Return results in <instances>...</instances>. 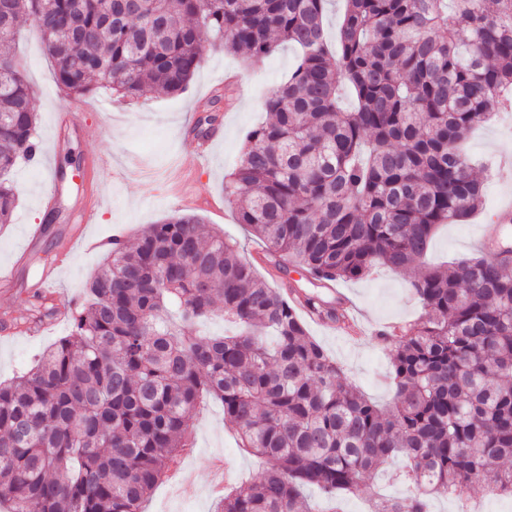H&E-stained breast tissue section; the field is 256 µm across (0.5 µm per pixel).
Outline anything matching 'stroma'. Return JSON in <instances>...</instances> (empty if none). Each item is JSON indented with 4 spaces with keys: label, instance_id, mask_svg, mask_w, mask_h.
I'll list each match as a JSON object with an SVG mask.
<instances>
[{
    "label": "stroma",
    "instance_id": "stroma-1",
    "mask_svg": "<svg viewBox=\"0 0 512 512\" xmlns=\"http://www.w3.org/2000/svg\"><path fill=\"white\" fill-rule=\"evenodd\" d=\"M15 51L34 91L42 151L36 164L18 165L10 174L18 207L12 224L0 230V275L14 276L12 285H0V382L30 368L70 332L65 320L49 325L41 335L12 324L28 316L37 302L35 284L43 268L69 239L86 233L98 240L119 235L130 241L148 225L192 212L204 217L213 232L239 242L246 258L262 256V244L238 224L234 204L224 197V176L238 164L246 133L263 119L265 96L287 76L297 56L293 47L285 46L262 61L247 63L217 47L208 52L185 93H155L129 105L103 87L81 98L63 97L37 31H28ZM227 85L231 98L219 105L224 133L212 143L207 158L199 159L191 139L200 106L215 89ZM76 108L83 111L82 123L59 127L58 113ZM511 119L496 113L470 136L466 150L476 164L489 167L512 158V134L506 129ZM53 174L61 178V191L51 202L47 192ZM507 201L512 202V168L486 182L479 214L437 232L422 266L476 254L483 227ZM37 225L45 231L29 242L27 232ZM103 256L99 248L75 249L59 274L58 298H82ZM411 276L408 270L381 268L367 278L343 283L362 315L361 339L320 323L307 324L309 333L343 366L345 381L381 404L391 401L394 389L388 379V348L377 331L411 323L420 315ZM217 459L227 466L230 488L258 480L264 472L260 459L239 448L235 431L224 422L222 403L208 398L195 422L194 446L178 463L180 471L194 476L193 493L177 491L178 474L171 475L154 489L146 512H214L211 467ZM398 470L395 463L380 467L368 485L350 496L347 512H366L367 499L375 492L391 497L412 493V486L396 479Z\"/></svg>",
    "mask_w": 512,
    "mask_h": 512
}]
</instances>
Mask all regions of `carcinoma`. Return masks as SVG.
<instances>
[{"instance_id":"obj_1","label":"carcinoma","mask_w":512,"mask_h":512,"mask_svg":"<svg viewBox=\"0 0 512 512\" xmlns=\"http://www.w3.org/2000/svg\"><path fill=\"white\" fill-rule=\"evenodd\" d=\"M0 0V227L10 172L40 145L33 91L13 46L42 34L56 83L80 97L106 81L124 99L181 94L220 39L259 61L298 56L263 101L224 196L265 246L263 261L324 287L378 265L406 270L437 227L470 218L483 184L462 141L512 108V0ZM356 108L345 111L340 88ZM423 313L393 332V402L343 380L287 293L197 215L112 244L70 303L71 333L30 370L0 382V505L8 512H143L177 464L199 398L224 405L263 476L215 512H345L347 497L403 457L417 486L369 512H429L512 459V251L414 273ZM305 307L340 324L339 303ZM224 312L240 334L197 325Z\"/></svg>"}]
</instances>
